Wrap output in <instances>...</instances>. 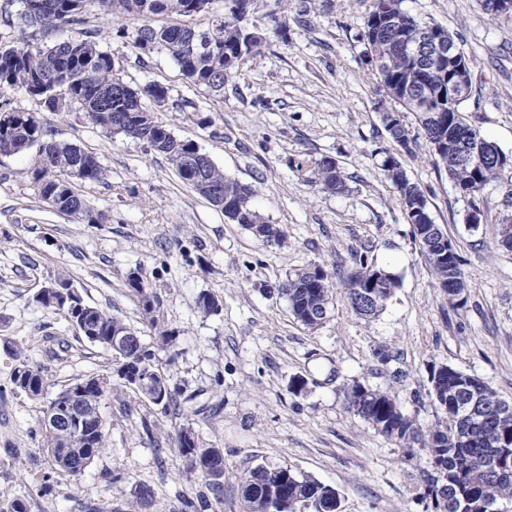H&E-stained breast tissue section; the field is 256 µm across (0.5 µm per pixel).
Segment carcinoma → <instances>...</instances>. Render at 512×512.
<instances>
[{
	"instance_id": "carcinoma-1",
	"label": "carcinoma",
	"mask_w": 512,
	"mask_h": 512,
	"mask_svg": "<svg viewBox=\"0 0 512 512\" xmlns=\"http://www.w3.org/2000/svg\"><path fill=\"white\" fill-rule=\"evenodd\" d=\"M44 7L18 11L20 24L35 30L36 43H0V90L23 88L49 112L57 111L54 94L71 100L73 108L88 120L112 133V124L124 120L119 135L139 140L149 150L164 156L175 168L181 181L209 203L220 198L226 203L224 217L250 230L269 245L285 241V232L267 223L251 200V186L224 175L211 159L191 140L180 139L158 121L148 104H169V89L157 82L136 89V97L115 95L114 84L120 79L112 53L89 36L58 40L67 27L86 23V0H43ZM104 14L113 17L137 15L207 17L204 27L179 23H145L132 36V45L149 40L157 51L166 53L191 84L204 87L215 95L224 93V82L237 70L241 56L260 54L267 38L250 41L239 51L243 41L238 4L223 0L217 9L215 0H98ZM403 0H370L362 40L371 66V74L380 90L381 117L385 130L403 148L408 149L422 136L430 144L435 163L444 167L455 190L464 198L476 199L484 189L498 181L503 172L512 170V153L504 152L495 142L481 136L463 117L469 96H448V66L423 68L417 58L396 51L399 40L409 38L423 27H432L445 35L444 27L423 21L402 7ZM415 115L417 130L404 123L401 110ZM38 147L39 165L32 172L36 192L60 212L77 222L96 224L104 215H93L76 184L105 182L106 171L97 156L77 145L57 141L33 112L0 111V155L23 153ZM491 147L502 160L482 152ZM189 157L196 164L197 177L183 171L180 158ZM384 171L397 192V201L413 236L434 276L438 288L448 300V307L459 309L468 300L469 285L462 270V260L453 243L443 245L442 227L432 220L422 190L410 181L400 161L388 155ZM296 171L309 174V181L336 194L349 191L347 177L331 157H323L310 166L296 164ZM512 220L500 221L495 242L512 252ZM127 288L138 298L144 315L157 327L156 312L160 302L142 280L139 271L126 274ZM399 286L398 278L385 268L357 253L353 265L342 277L341 287L352 311L363 319L379 315ZM333 273L321 265H311L289 274L276 291L288 300L293 316L310 330L325 321L332 300ZM37 301L58 311L65 320L72 317L69 297L58 292ZM84 315L90 327L107 336L114 332H132L134 328L112 317L106 310L85 305ZM17 364L12 384L32 398H39L47 382L45 368L29 362L24 352L13 351ZM119 372L139 366L162 377L164 394L149 401L165 406L174 401L169 377L156 364L155 350L138 339L116 352ZM441 383L431 385L430 396L440 415L435 423L424 426L405 413L396 395L387 390L353 380L342 384L344 407L378 435L402 449L407 461L425 458L432 467L427 473L423 497L431 499L436 512H488L503 503L512 504V464L507 470L490 471L486 461L499 448L512 449V416L504 418L503 407L509 402L496 390L476 379L465 380L466 373L449 365L433 367L430 377ZM91 447L65 448L60 433L43 429L44 447L55 466L73 474L69 462L81 458L86 464L105 447V424ZM180 455L189 471L209 488L215 501L224 492V453L219 448H203L193 431H176ZM243 512H297L303 506L312 512H340V494L310 477H303L283 465L260 464L238 477Z\"/></svg>"
}]
</instances>
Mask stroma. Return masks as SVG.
<instances>
[{
	"label": "stroma",
	"instance_id": "35a3bbf8",
	"mask_svg": "<svg viewBox=\"0 0 512 512\" xmlns=\"http://www.w3.org/2000/svg\"><path fill=\"white\" fill-rule=\"evenodd\" d=\"M369 0H315L307 23L289 19L224 85L223 95L188 83L165 54L139 59L131 36L143 18H110L96 0L85 26L111 51L124 81L158 82L170 102L158 112L176 136L193 141L226 176L252 186L254 207L282 226L287 241L269 246L186 186L169 161L142 142L113 136L73 112H46L24 89L0 92V108L36 112L55 139L94 152L102 184L79 185L100 224L73 221L35 191L36 150L0 155V503L28 496L29 512H78L91 499L100 512H137L134 489L155 492L152 512H242L237 476L261 463L281 464L335 488L341 512H435L423 496L422 463L343 405L351 380L391 390L423 425L436 420L429 373L441 364L484 381L512 403V252L496 248L503 214L512 213V170L479 198L458 194L426 140L406 152L384 128L383 97L362 40ZM413 15L443 26L465 54L483 63L472 73L464 109L469 125L512 153V19L492 18L480 0H405ZM194 112L178 111L181 100ZM395 156L423 191L430 214L455 244L469 284L467 304L450 309L382 167ZM329 156L349 179L331 194L301 179L302 160ZM481 211L478 231L465 216ZM366 252L401 278L375 318L356 316L335 294L326 321L309 330L275 288L294 270L323 265L345 273ZM139 270L160 299L158 319L175 336L156 351L175 392L168 406L117 383L111 352L81 338L38 291L70 275L84 300L137 329L144 319L125 275ZM220 310L203 313L202 294ZM47 370L35 400L14 391L13 349ZM388 349L397 360L381 363ZM104 377L106 446L77 477L58 470L42 446L47 399L76 378ZM306 386L293 392L294 378ZM192 428L202 446L224 451V494L209 503L189 473L175 429Z\"/></svg>",
	"mask_w": 512,
	"mask_h": 512
}]
</instances>
